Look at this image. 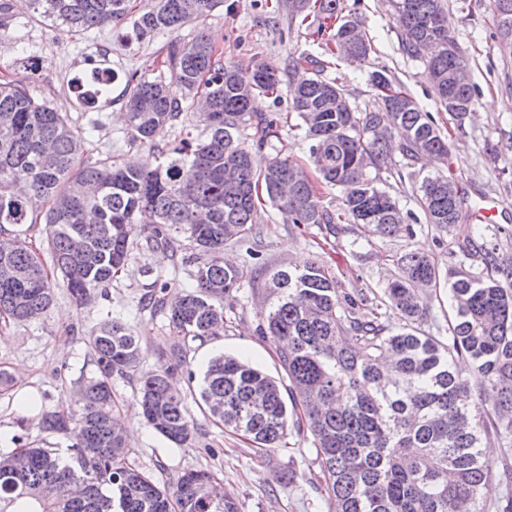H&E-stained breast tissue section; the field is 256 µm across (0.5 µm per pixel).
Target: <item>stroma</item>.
<instances>
[{"label": "stroma", "mask_w": 512, "mask_h": 512, "mask_svg": "<svg viewBox=\"0 0 512 512\" xmlns=\"http://www.w3.org/2000/svg\"><path fill=\"white\" fill-rule=\"evenodd\" d=\"M13 22L0 29V77L23 80L33 93L47 100L73 125L99 120L101 129L86 156L112 152L124 161L151 160L148 148L130 144L126 137L123 95L129 73L153 78L167 54L172 37L191 39L198 28L190 22L178 35L159 33L137 37L131 21L111 28L72 32L53 24L12 0ZM356 11L375 51L362 65L328 67L326 77L338 80L352 105L364 106L372 97L368 71L387 69L402 87L427 110L433 111L444 130L450 132V168L464 186L468 207H495L496 228L488 234L512 260V40L503 38L490 0H450L453 36L470 60L473 83L479 90L475 110L463 124H456L437 110L432 83L423 60L402 49L387 0H344ZM214 47L227 64L240 74L251 75L252 65L264 61L286 68L290 55L307 52L323 56L325 42L336 23L316 16L301 18L288 10V0H223L205 21ZM111 69L115 79L108 102L80 103L75 82H89L94 69ZM257 236L250 244L229 243L226 257L246 267L249 277L236 294L231 321L223 335L190 345L189 369L176 377L186 396L187 408L196 424L190 445L174 447L146 423L140 422L137 385L115 380L112 393L122 420L128 421V456L157 481L173 487L188 469L208 468L228 478L226 493L239 512H328L327 495L315 479L318 466L309 437L288 433L280 447L258 448L206 419L200 409L199 390L208 361L220 354L247 360L277 381L288 377L279 366L270 345L255 333L267 292L248 249H256L270 267L288 268L310 261L323 264L343 287L383 288L397 257L416 251L445 263L447 251L471 234L463 220L448 231L437 232L426 224L415 227L413 237L395 239L372 235L359 224H342L336 236L324 237L317 227L297 228L286 223L270 204L259 205ZM170 252L131 249L122 273L106 289L105 296L78 307L65 289H57L53 305L41 316L22 324H0V371L9 380L0 384V454L15 448V435L42 448H67L72 433H49L39 425L42 413L55 410L65 391L80 376H93L96 366L87 338L106 319L142 321V342L148 364H156L175 339L164 316L141 319L138 302L150 289L154 276H162L171 292L189 291L187 272L173 273ZM35 398V413L20 410L23 396ZM293 472L294 483L281 485L280 475Z\"/></svg>", "instance_id": "obj_1"}]
</instances>
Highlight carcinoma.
<instances>
[{
    "mask_svg": "<svg viewBox=\"0 0 512 512\" xmlns=\"http://www.w3.org/2000/svg\"><path fill=\"white\" fill-rule=\"evenodd\" d=\"M131 0H28L29 8L76 30L109 28L131 11ZM222 0H155L135 21L137 34L200 28L169 46L167 63L184 96L159 76L131 75L125 89L130 141L160 162L127 165L108 154L91 161L86 145L100 131L90 119L76 129L21 81L0 80V318L27 322L44 313L58 287L78 306L98 296L122 271L131 225H149L146 247L177 256V236L195 253L193 290L176 302L168 285L144 300L165 315L176 341L158 363L146 362L142 323L107 319L88 337L97 376L77 383V399L42 414V428L79 427L63 453L20 443L10 456L19 467L0 470V512H239L235 501L212 492L215 472L190 469L170 490L128 464L127 439L114 423L112 379H133L142 416L178 447L193 439L186 396L170 376L187 368L190 343L224 335L225 312L247 271L224 262V244L256 236L258 203L269 202L286 223L336 233L361 224L383 238L410 237L411 215L376 184L387 171L412 175L424 156L448 166V138L431 112L385 70L368 83L372 105L351 106L345 89L322 76L325 62L309 53L290 56L309 77L286 93L309 140L314 173L288 155L265 168L252 147L280 139L281 117L258 108L285 73L258 62L252 83L224 64L203 22ZM404 51L423 58L437 107L463 123L475 105L468 59L452 35L448 0H391ZM501 34L512 38V0H492ZM325 19L339 18L342 0H315ZM326 53L363 64L374 52L358 16H347ZM199 95L206 108L204 138L182 129L163 145L160 128L187 111ZM337 189L340 207L324 206L320 188ZM418 198L425 223L446 231L463 215L465 190L451 173L423 178ZM473 235L448 251L446 268L416 252L396 261L382 293L347 290L324 265L266 268L270 304L258 335L270 343L288 376V394L260 369L231 355L213 358L200 397L211 420L259 448H278L289 428L312 437L328 512H512V263L487 241L489 225L476 214ZM43 225L40 242L21 227ZM476 261L464 269L457 255ZM448 285L454 318L445 337L427 336L421 322L427 299ZM492 408L472 412L471 393ZM501 448L498 469L484 445Z\"/></svg>",
    "mask_w": 512,
    "mask_h": 512,
    "instance_id": "1",
    "label": "carcinoma"
}]
</instances>
